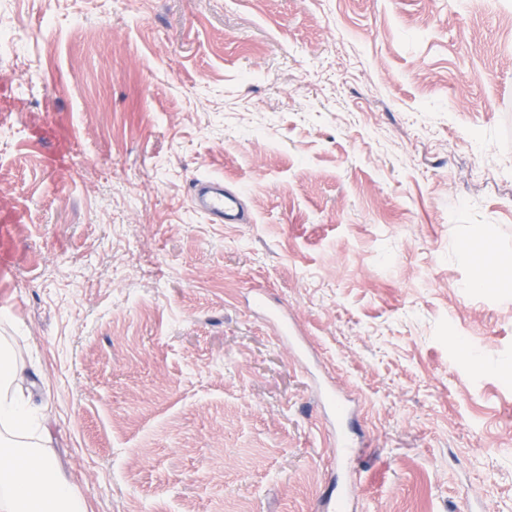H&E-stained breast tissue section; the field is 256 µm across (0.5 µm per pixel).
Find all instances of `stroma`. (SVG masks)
<instances>
[{
  "mask_svg": "<svg viewBox=\"0 0 512 512\" xmlns=\"http://www.w3.org/2000/svg\"><path fill=\"white\" fill-rule=\"evenodd\" d=\"M0 31V336L90 512H323L321 379L358 512H512V281L460 258L512 261V0H0ZM206 176L250 223L192 208Z\"/></svg>",
  "mask_w": 512,
  "mask_h": 512,
  "instance_id": "35a3bbf8",
  "label": "stroma"
}]
</instances>
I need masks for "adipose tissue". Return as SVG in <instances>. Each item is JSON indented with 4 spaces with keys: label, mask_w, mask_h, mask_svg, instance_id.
I'll use <instances>...</instances> for the list:
<instances>
[{
    "label": "adipose tissue",
    "mask_w": 512,
    "mask_h": 512,
    "mask_svg": "<svg viewBox=\"0 0 512 512\" xmlns=\"http://www.w3.org/2000/svg\"><path fill=\"white\" fill-rule=\"evenodd\" d=\"M14 344L0 341V512H87L44 446L43 418L17 387Z\"/></svg>",
    "instance_id": "ef3b65f1"
}]
</instances>
